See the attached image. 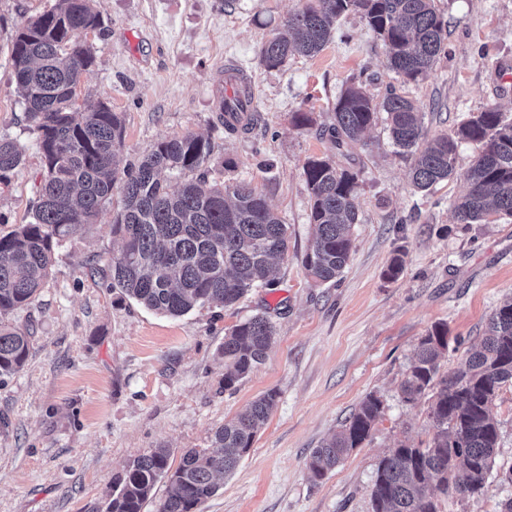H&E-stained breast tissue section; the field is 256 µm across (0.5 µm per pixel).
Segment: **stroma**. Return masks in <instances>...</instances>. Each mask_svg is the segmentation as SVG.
I'll return each mask as SVG.
<instances>
[{"label":"stroma","instance_id":"35a3bbf8","mask_svg":"<svg viewBox=\"0 0 512 512\" xmlns=\"http://www.w3.org/2000/svg\"><path fill=\"white\" fill-rule=\"evenodd\" d=\"M55 0H0V138L24 148L22 164L0 183V234L32 219L43 157L15 93L11 45L27 18ZM305 0H101L102 25L88 32L96 61L76 103L108 104L123 119V166L137 165L157 142L187 133L213 148L209 179L252 184L288 226V251L271 287L235 304L195 307L172 317L113 290L94 259L119 250L112 198L95 223L59 246L35 302L15 325L33 333L28 359L0 376V512H105L118 476L153 449L178 466L191 448L212 450L213 433L259 396L276 405L237 468L200 512H371L379 460L401 443H428V398L405 401L409 360L432 325L444 322L457 351L440 362L455 370L484 334L490 314L512 299V220L458 223L452 203L468 188L477 145L459 143L456 174L428 191L410 184L385 113L365 146L347 159L326 129L350 83L382 99L389 87L424 115V134H449L472 112L497 106L512 117V0H436L448 22L447 52L430 76L402 84L387 53L357 14L337 19L316 56L283 67L260 62L262 43ZM236 66L251 88L258 121L225 132L219 110L224 71ZM306 112L310 125L296 127ZM331 157L359 171V222L349 262L334 283L315 282L302 265L313 236L303 165ZM405 267L383 271L395 253ZM275 335L264 362L224 389V337L255 315ZM383 412L370 437L323 480L309 456L367 395ZM497 464H512V384L493 403ZM512 490L489 479L465 499L439 496L440 512H500Z\"/></svg>","mask_w":512,"mask_h":512}]
</instances>
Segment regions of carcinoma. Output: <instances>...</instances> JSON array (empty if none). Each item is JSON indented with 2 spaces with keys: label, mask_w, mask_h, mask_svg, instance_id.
Listing matches in <instances>:
<instances>
[{
  "label": "carcinoma",
  "mask_w": 512,
  "mask_h": 512,
  "mask_svg": "<svg viewBox=\"0 0 512 512\" xmlns=\"http://www.w3.org/2000/svg\"><path fill=\"white\" fill-rule=\"evenodd\" d=\"M357 13L387 49L389 66L405 82L424 80L445 49L448 24L435 0H307L288 17L285 31L260 49L268 69L296 56H313L330 41L332 23ZM101 25L96 0H56L25 21L11 46L14 78L31 130L44 158V174L33 221L0 236V374L25 365L31 333L12 323L32 304L54 261L55 250L97 218L120 186L122 209L112 219L121 250L106 265L112 287L144 306L178 317L197 305L226 307L252 288L273 284L275 261L288 250V227L250 183H211L206 174L171 183L164 170L201 169L211 157L208 140L188 133L156 143L133 170L120 171L121 117L104 103L79 112L73 88L95 63L80 35ZM387 114L391 137L413 155L411 182L427 190L455 175L458 144L479 146L466 172L467 193L454 202L461 224L491 215L512 218V118L496 106L470 115L454 135L418 148L422 115L391 89L380 102L356 83L341 93L328 126L339 153H352L377 112ZM23 161L19 145L0 139V181ZM314 233L303 264L319 283L336 280L352 249L359 171L338 168L328 157L303 166ZM274 339L263 316L236 325L224 336V389L261 364ZM448 325L436 323L421 338L401 384L403 398L432 392L433 435L423 448L402 444L383 457L371 490L372 512H439L433 492L466 498L481 492L494 465L499 440L492 406L498 389L512 382V300L491 315L479 345L453 372L439 375L448 352ZM269 391L214 433L216 452L191 449L175 471L163 448L135 459L119 477L106 512H142L158 479L170 484L158 512H199L217 491L215 479L231 473L252 447L275 405ZM382 413L367 396L340 429L314 449L309 471L315 480L370 436Z\"/></svg>",
  "instance_id": "1"
}]
</instances>
